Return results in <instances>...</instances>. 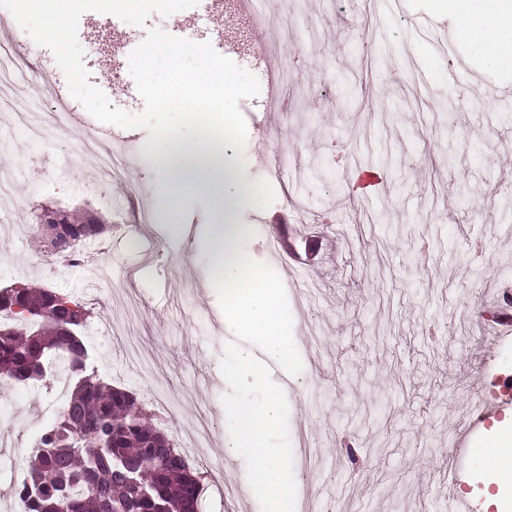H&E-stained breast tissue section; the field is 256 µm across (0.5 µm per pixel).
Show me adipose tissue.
<instances>
[{"label":"adipose tissue","instance_id":"obj_1","mask_svg":"<svg viewBox=\"0 0 512 512\" xmlns=\"http://www.w3.org/2000/svg\"><path fill=\"white\" fill-rule=\"evenodd\" d=\"M491 18L480 17L472 0H448L460 36H479L490 59L512 57V40L502 39L503 27L512 26V0H494ZM236 116L227 112L222 122L207 125L197 140H185L174 128L164 129L159 140L148 143L147 151L158 162L172 203L186 192L204 190L212 199L219 220L211 225L208 253L224 280V319L241 334L233 359L224 368V381L235 386L265 384L262 361L280 363L292 359L293 321L279 303L277 284L262 272L248 269L240 243L247 225L236 223L237 214L257 205L255 191L237 176L239 161L228 144ZM225 415L237 424L230 448L245 449L252 458L253 491L273 497L280 512H290L287 448H272L268 434L281 418L279 398L262 402L228 401Z\"/></svg>","mask_w":512,"mask_h":512}]
</instances>
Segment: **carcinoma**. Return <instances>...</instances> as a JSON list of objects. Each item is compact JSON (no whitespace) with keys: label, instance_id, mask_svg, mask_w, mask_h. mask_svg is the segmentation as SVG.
Here are the masks:
<instances>
[{"label":"carcinoma","instance_id":"cac0c4a2","mask_svg":"<svg viewBox=\"0 0 512 512\" xmlns=\"http://www.w3.org/2000/svg\"><path fill=\"white\" fill-rule=\"evenodd\" d=\"M51 289L23 285L0 299V313L12 305H44ZM86 309L59 295L39 335L19 329L0 334V378L21 383L46 380L62 359L72 391L57 417L36 437L24 482L14 496L24 512H200L206 475L152 421L137 396L86 372L88 350L80 328ZM73 329L70 336L67 329Z\"/></svg>","mask_w":512,"mask_h":512}]
</instances>
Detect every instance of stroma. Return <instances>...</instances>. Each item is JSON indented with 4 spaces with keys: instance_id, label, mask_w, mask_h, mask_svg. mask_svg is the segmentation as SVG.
Wrapping results in <instances>:
<instances>
[{
    "instance_id": "obj_1",
    "label": "stroma",
    "mask_w": 512,
    "mask_h": 512,
    "mask_svg": "<svg viewBox=\"0 0 512 512\" xmlns=\"http://www.w3.org/2000/svg\"><path fill=\"white\" fill-rule=\"evenodd\" d=\"M269 6L268 35L227 56L260 79L267 63L298 75L279 88L287 112L267 111L262 93L239 103L248 128L239 176L260 193L237 217L249 227L242 248L252 269L277 281L294 322L289 366L269 361L261 388L225 386L233 331L203 248L217 214L203 193L168 211L142 129L88 115L45 148L0 106V139L12 145L0 164L15 178L0 201V287L27 281L80 302L96 375L163 410L168 428L210 435L209 448L190 453L210 475V512H278L272 497L244 493L250 457L227 447L236 429L224 399L262 400L287 374L295 383L270 443L297 451L288 461L294 512H439L449 494L483 493L505 473L459 451L493 444L497 428L512 426V387L495 383L512 377V320L489 315L512 290V59L490 62L478 41L458 38L445 0H400L384 16L372 0L342 12L331 0ZM445 40L455 54L439 49ZM258 49L265 63L254 59ZM20 63L31 78L24 98L52 111L68 92L52 51ZM83 63L113 106L142 112L134 81L114 92L111 55ZM462 67L476 78L463 99L452 85ZM485 85L503 97H486ZM116 140L127 142L131 163L101 195L100 173L82 155ZM360 166L384 175L375 198L349 184ZM44 203L107 224L111 287L91 288L82 264L45 276L33 225ZM273 239L283 246L278 262ZM60 402L51 384L0 382V452L25 465ZM307 446L317 467L304 463ZM458 463L467 476L452 488L447 470Z\"/></svg>"
}]
</instances>
